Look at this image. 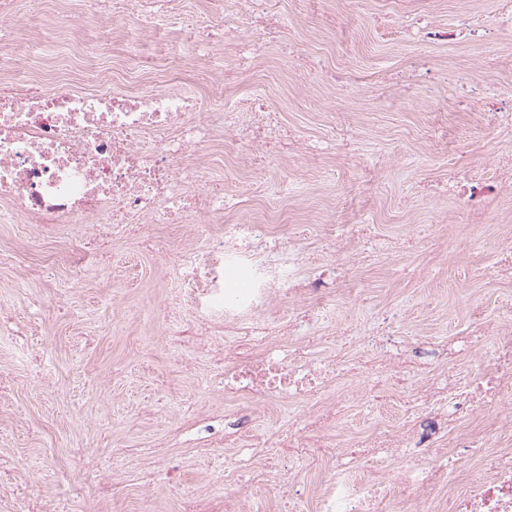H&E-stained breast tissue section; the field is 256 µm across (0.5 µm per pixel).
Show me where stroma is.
<instances>
[{
    "label": "stroma",
    "mask_w": 512,
    "mask_h": 512,
    "mask_svg": "<svg viewBox=\"0 0 512 512\" xmlns=\"http://www.w3.org/2000/svg\"><path fill=\"white\" fill-rule=\"evenodd\" d=\"M319 18L305 0H271L280 22L265 62L276 69L225 84L224 104L246 109L263 88L274 125L289 133L282 155L255 166L245 155L215 159L210 178L246 191L228 219L263 220L282 212L260 255L291 269L254 325L279 329L286 349L318 337L313 359L353 358L383 332L410 362L409 388L446 382L449 368L478 376L489 365L503 310L512 308V270L502 261L512 244V190L486 200V223L458 218L442 185L452 165L473 178L497 177L512 161V132L489 113L459 105L447 72L477 75L499 99L512 98V29L496 42L497 61L458 44L381 41L376 16L390 0H331ZM439 73L414 96L394 81L419 54ZM332 142L308 156L307 145ZM146 238L207 250L205 224H149ZM86 225L46 237L35 224H1L0 470L16 479L0 512L52 495L73 512H134L151 494L159 512H186L192 495H226L231 506L263 486L243 467L245 447L208 450L209 416L224 412L213 366L192 346L174 347L168 316L192 323L201 313L191 287L165 278L151 249L113 240L106 256L78 251ZM319 280L328 305L310 308L304 289ZM479 336L465 350L466 336ZM370 379L359 369L344 385L336 433L351 438L408 415L401 397L365 402ZM177 468V484L166 473Z\"/></svg>",
    "instance_id": "obj_1"
}]
</instances>
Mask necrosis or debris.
I'll use <instances>...</instances> for the list:
<instances>
[{"label": "necrosis or debris", "instance_id": "obj_1", "mask_svg": "<svg viewBox=\"0 0 512 512\" xmlns=\"http://www.w3.org/2000/svg\"><path fill=\"white\" fill-rule=\"evenodd\" d=\"M82 3L81 11L62 19L46 15L42 0H0V18L40 20L46 48L56 46L65 24L89 26L104 13L110 27L103 38L127 43L124 71L108 89L86 88L66 72L50 87H41L38 76L23 75L14 50H0V221L47 229L87 224L105 251L112 239L135 236L142 225L189 224L204 214L223 225L225 240L248 250L261 248L267 225L225 223L224 186L204 174L209 146L233 153L247 145L258 164L268 157L257 135L236 136L237 115L226 111L223 102L225 82L250 72L263 51L265 0H245L242 24L225 23L223 67L188 57V65L199 67L209 83V102L181 84L151 81L152 60L140 51L142 42L162 41L168 19L180 15L183 0ZM434 13L429 0H394L389 24L396 39L406 42L470 44L486 35L469 11L458 12L444 27L436 24ZM461 174V169H449L448 192L457 212L472 218L481 215L483 201L512 186L506 179L465 181ZM236 260V252L224 247L206 252L184 248L177 257L179 269L203 282L201 310L218 313L228 325L265 307L278 286L269 269L259 266L247 294L225 295L224 271ZM392 348L390 337H374L368 359L370 401L390 400L402 387L389 362ZM214 363L215 384L234 411L237 431L247 429L266 408L311 404L301 428L277 431L256 448V462L267 469L284 458L320 463L347 457L360 464L377 458L384 448L412 457L430 447L449 421L472 415L481 401L495 405L512 397V331L506 329L496 339L495 357L486 371L447 396L444 409L433 411L430 420H409L397 432L373 430L336 445L329 436L343 408L337 389L352 367L336 368L314 362L304 352H287L272 334L241 340ZM496 435L493 424L481 438L456 434L455 447L484 455L485 476L476 489L449 490L447 512H512V451L483 452L485 439ZM457 466V457L449 453L433 466L408 467L398 485L369 479L361 471L350 478L340 474L320 490L314 512H402L406 502L430 493Z\"/></svg>", "mask_w": 512, "mask_h": 512}]
</instances>
